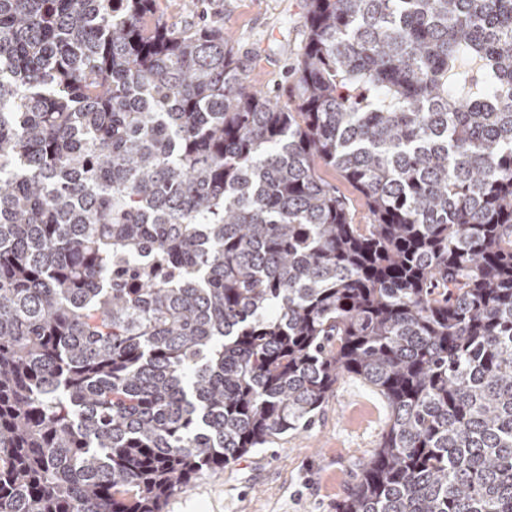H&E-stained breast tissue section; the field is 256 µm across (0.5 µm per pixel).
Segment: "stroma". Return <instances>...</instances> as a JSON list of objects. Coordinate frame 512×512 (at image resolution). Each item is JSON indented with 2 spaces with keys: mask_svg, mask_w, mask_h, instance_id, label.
I'll list each match as a JSON object with an SVG mask.
<instances>
[{
  "mask_svg": "<svg viewBox=\"0 0 512 512\" xmlns=\"http://www.w3.org/2000/svg\"><path fill=\"white\" fill-rule=\"evenodd\" d=\"M171 23L206 15L232 36L248 79L279 102L306 37V0H158ZM385 399L356 377L340 379L314 422L174 494L164 512H336L386 430Z\"/></svg>",
  "mask_w": 512,
  "mask_h": 512,
  "instance_id": "1",
  "label": "stroma"
}]
</instances>
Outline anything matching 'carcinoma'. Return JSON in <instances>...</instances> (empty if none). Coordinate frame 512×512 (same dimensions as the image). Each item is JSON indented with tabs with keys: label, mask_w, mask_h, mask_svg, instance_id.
Listing matches in <instances>:
<instances>
[{
	"label": "carcinoma",
	"mask_w": 512,
	"mask_h": 512,
	"mask_svg": "<svg viewBox=\"0 0 512 512\" xmlns=\"http://www.w3.org/2000/svg\"><path fill=\"white\" fill-rule=\"evenodd\" d=\"M156 2L0 0V512H163L344 376L337 512H512V0H307L283 105ZM324 175L333 183H336V187L352 201V214L355 224H369L370 215L363 204V201L358 196L352 187L347 184L342 177L334 170H325Z\"/></svg>",
	"instance_id": "cac0c4a2"
}]
</instances>
